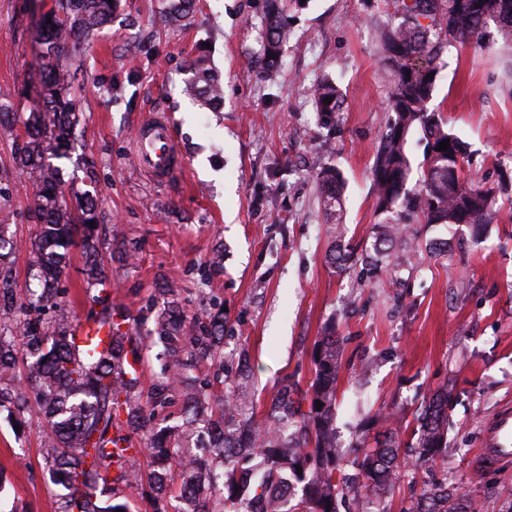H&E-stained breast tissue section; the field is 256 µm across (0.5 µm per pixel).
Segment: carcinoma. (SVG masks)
<instances>
[{"mask_svg": "<svg viewBox=\"0 0 512 512\" xmlns=\"http://www.w3.org/2000/svg\"><path fill=\"white\" fill-rule=\"evenodd\" d=\"M117 0H56L43 17L41 56L44 60L43 104L12 121L0 120V132L22 145L14 153V168L35 187L34 213L37 233L26 243L35 253L31 277L39 291H30V309L61 310L60 278L70 261L71 247L80 240L83 288L88 302L101 306L100 320L108 325V345L89 336L82 353L71 344L70 323L60 319L54 328L26 321L15 330L0 333V378L13 374L18 358L30 359L26 388L0 386V411L5 409L17 424L30 414V400L50 428L46 459L54 479L66 491L63 512H131L130 502L117 495L106 503L98 496L99 484L131 487L142 480L138 458L149 456L153 470L149 486L155 492L153 512H166L163 497L170 482L180 481L184 512H209L204 497L212 471L195 456L171 451L175 436L191 435L202 420L211 429V457L223 465L224 512H340L346 496L362 491L377 501L385 499L396 483L398 471L412 461L421 467L448 449V406L453 388L437 390L416 411L412 441L401 446L403 420L375 415L372 425L387 423L384 440L370 443L366 433L350 445L352 473H342L343 452L336 445V404L340 340L329 330L312 351L314 377L300 392L287 380L265 416L256 414L248 388L249 375L239 369L229 375L224 363V313L190 316L171 288L159 291L163 308L154 316L152 334L163 344L167 363L151 388L146 404L138 401L140 376L128 370L127 358L142 359L137 338L123 331L130 315L112 312V298L103 295L110 284V270L101 252L98 201L85 195L70 207L64 201L62 168L50 162L69 158L76 140L82 106L69 87L79 69L63 53L61 39L87 38L112 22ZM194 0H171L169 19L189 16ZM263 20L262 65H279L282 47L290 32L281 17V0H267ZM397 23L379 29L377 40L383 61L392 71L388 105L393 117L379 145L372 168L374 195L379 213L385 215L381 235L364 248L366 258L385 254L386 247L402 236L404 221L423 224H492L506 208L512 213V196L506 183L499 190L464 177L468 144L452 129L442 113L429 108L443 50L457 45L482 44L495 25L497 50L512 57V0H391ZM189 97L213 105L223 101L218 77L197 61L191 67ZM332 98L325 104L326 98ZM317 111L330 117L340 111L339 86L328 77L315 84ZM420 134L425 141L423 160L413 167L407 148ZM449 149L437 150L443 141ZM416 186L408 187L413 171ZM325 208L342 219V179L335 167L319 174ZM19 248L0 224V309L16 303L17 282L8 257ZM97 293H92V289ZM209 361L224 372V388L213 394L220 418H208L207 395L188 386L186 371ZM178 395L185 418L177 431H157L147 415L149 405H163ZM322 407L316 406V401ZM141 432L144 447L133 448L132 434ZM302 472H297V468ZM117 474H112V471ZM405 512H480L478 502L442 482L423 486Z\"/></svg>", "mask_w": 512, "mask_h": 512, "instance_id": "carcinoma-1", "label": "carcinoma"}]
</instances>
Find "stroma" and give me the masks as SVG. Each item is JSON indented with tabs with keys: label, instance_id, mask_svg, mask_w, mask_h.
Returning <instances> with one entry per match:
<instances>
[{
	"label": "stroma",
	"instance_id": "1",
	"mask_svg": "<svg viewBox=\"0 0 512 512\" xmlns=\"http://www.w3.org/2000/svg\"><path fill=\"white\" fill-rule=\"evenodd\" d=\"M266 0H196L184 21H162L163 0H119L110 24L85 41L65 38L80 63L77 140L62 160L65 199L98 190L103 232L119 227L131 260H112V304L140 325L142 391L161 371L163 347L148 317L171 288L188 313L224 305L226 351L245 353L258 411L284 378L308 387L311 353L325 327L341 342L336 428L350 444L367 415L412 417L424 399L453 385L448 455L403 469L383 503L405 512L424 484L444 481L479 500L483 512H512V461L486 467L477 453L487 428L512 409V221L500 217L480 239L468 227L413 225L416 252L393 273L332 262L338 245L371 243L381 217L372 190L376 146L390 112L389 71L376 41L382 0H284L291 38L283 65L257 75ZM55 0H0V108L27 112L40 100L36 45ZM205 59L224 84V103L184 95L191 64ZM432 108L469 145L471 176L488 186L512 174V80L493 44L444 50ZM336 81L343 110L326 117L312 95ZM169 114L184 161L156 183L134 156L149 115ZM13 141L0 137L7 197L0 222L18 238L36 233L33 188L13 167ZM337 167L345 180L342 220L326 213L317 175ZM224 263L211 273L209 260ZM80 253L60 287L64 312L89 316ZM44 427L16 430L0 413V512H58L64 490L44 457Z\"/></svg>",
	"mask_w": 512,
	"mask_h": 512
}]
</instances>
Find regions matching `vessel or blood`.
<instances>
[{
  "instance_id": "1",
  "label": "vessel or blood",
  "mask_w": 512,
  "mask_h": 512,
  "mask_svg": "<svg viewBox=\"0 0 512 512\" xmlns=\"http://www.w3.org/2000/svg\"><path fill=\"white\" fill-rule=\"evenodd\" d=\"M141 169L153 180L167 181L182 165L180 154L171 134L168 115H152L142 126L135 141ZM512 458V413L502 414L486 436L480 451L481 461H500Z\"/></svg>"
}]
</instances>
